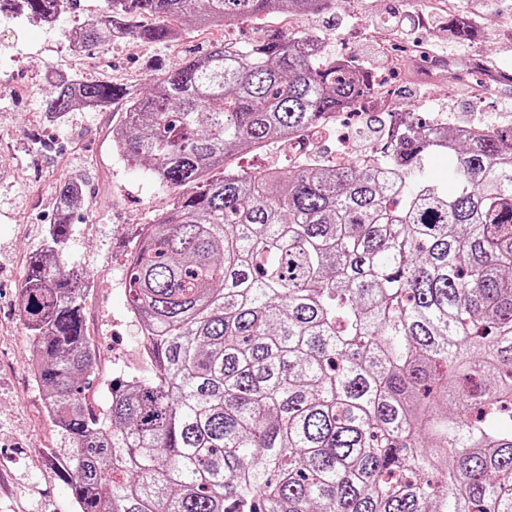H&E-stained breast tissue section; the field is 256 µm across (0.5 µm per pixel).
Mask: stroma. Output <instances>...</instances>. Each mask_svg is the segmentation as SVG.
Returning <instances> with one entry per match:
<instances>
[{
    "mask_svg": "<svg viewBox=\"0 0 512 512\" xmlns=\"http://www.w3.org/2000/svg\"><path fill=\"white\" fill-rule=\"evenodd\" d=\"M102 6V0H76L50 28L19 13L9 18L13 38L0 40V512H76L51 464L58 440L29 373L32 347L17 312L25 258L42 246L56 218V188L66 178L79 177L84 191L63 259L86 275L85 328L98 373L91 395L107 405L112 378H148L154 371L127 305V255L140 229L161 220L170 195L147 166L128 165L114 151L112 130L124 120L123 102L102 112L76 109L57 122L46 116L45 73L78 70L82 61L68 47L70 33ZM429 6V0H337L294 26L279 13L222 31L189 21L176 45L127 39L88 51L84 62L90 78L135 89L146 85L152 68L226 38L244 45L265 33L314 31L327 56L361 66L372 46L383 45L396 75L389 95L400 110L446 112L473 125L512 123L504 109L512 102V0H484L477 9L455 0L454 13L474 15L477 25L463 43L449 41L441 21L420 23ZM336 147L329 132L293 149L284 143L242 149L226 164L257 174L300 165L312 154L331 157Z\"/></svg>",
    "mask_w": 512,
    "mask_h": 512,
    "instance_id": "1",
    "label": "stroma"
}]
</instances>
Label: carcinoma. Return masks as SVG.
I'll list each match as a JSON object with an SVG mask.
<instances>
[{"label":"carcinoma","mask_w":512,"mask_h":512,"mask_svg":"<svg viewBox=\"0 0 512 512\" xmlns=\"http://www.w3.org/2000/svg\"><path fill=\"white\" fill-rule=\"evenodd\" d=\"M69 0H23L42 19ZM333 0H105L84 49L169 45L207 27ZM319 35L226 43L147 91L51 86L49 111L125 102L112 140L171 193L129 253L151 378L90 403L84 273L62 260L80 181L56 190L18 311L77 512H512V129L458 138L406 116L370 166L212 171L321 124L376 76ZM445 152L451 188L424 176Z\"/></svg>","instance_id":"carcinoma-1"}]
</instances>
